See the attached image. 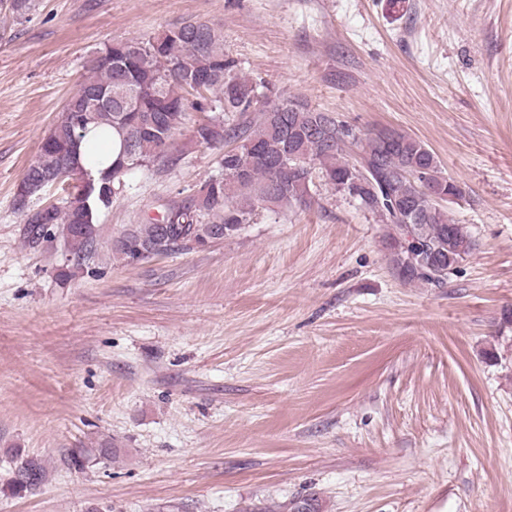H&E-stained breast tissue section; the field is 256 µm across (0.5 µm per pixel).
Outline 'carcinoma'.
Returning a JSON list of instances; mask_svg holds the SVG:
<instances>
[{"label":"carcinoma","mask_w":512,"mask_h":512,"mask_svg":"<svg viewBox=\"0 0 512 512\" xmlns=\"http://www.w3.org/2000/svg\"><path fill=\"white\" fill-rule=\"evenodd\" d=\"M78 90L42 139L38 154L23 171L57 188L56 203L23 212L22 247L39 252L58 241L68 265L57 277L95 273L101 207L131 170L148 163H175L194 146L222 148V173L190 198L162 204V216L129 224L112 241V251L128 264L167 255L191 244L222 241L251 223L255 206L273 213L306 206L318 178L337 194L389 226L391 269L406 283L440 286L476 249L466 227L449 214L447 203L464 190L442 174L433 151L397 130L386 147L381 132L366 134L362 154L347 158L353 129L330 112L292 101H262L258 84L238 73V62L224 51L221 30L189 23L146 40L105 45L84 65ZM213 116L192 126L187 141L177 135L188 111ZM235 114L238 122H227ZM109 142L120 137V152L103 170L93 169L87 135ZM368 177L361 180L357 168ZM87 175L92 191L73 178ZM46 478L35 459L17 464L16 493L31 491Z\"/></svg>","instance_id":"obj_1"}]
</instances>
